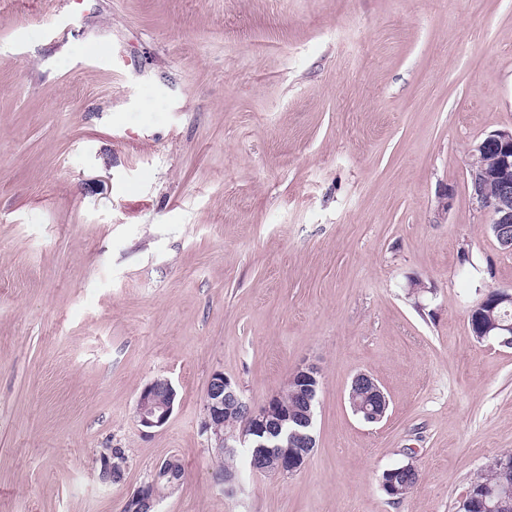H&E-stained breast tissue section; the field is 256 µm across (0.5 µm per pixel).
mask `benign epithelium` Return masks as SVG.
I'll use <instances>...</instances> for the list:
<instances>
[{
    "instance_id": "1",
    "label": "benign epithelium",
    "mask_w": 512,
    "mask_h": 512,
    "mask_svg": "<svg viewBox=\"0 0 512 512\" xmlns=\"http://www.w3.org/2000/svg\"><path fill=\"white\" fill-rule=\"evenodd\" d=\"M477 154L493 153V167L471 169L472 200L490 216L493 235L501 247L512 252V128L498 130L474 148ZM493 182L497 192L489 196L486 184ZM512 304V292L498 290L486 293L471 309V315L481 314L489 306ZM481 341L493 340L501 347H512V323L494 321L477 333ZM321 370L314 363H303L293 372L288 384L294 402L284 403L281 392L271 395L258 407L250 405L236 384L221 371L212 373L204 400V417L200 433L206 435L208 451L215 454L222 448L233 452L246 445L256 448L259 473L290 477L300 471L315 448L314 410L321 386ZM356 392L350 400L355 415L366 423L381 421L389 400L378 382L366 373L356 375L352 381ZM363 395L367 402L359 403L356 396ZM177 393L167 379H155L140 392L136 404V418L145 431L163 427L172 415ZM241 415L240 423L228 428L227 416ZM166 459L156 466L128 497L134 505L130 512H159L163 498L174 492L182 482L183 473L170 466ZM98 479L110 484L117 475H125L128 467L125 455L109 451L100 456ZM499 474L496 487L483 483L478 473L469 488L471 495L460 505L461 512H470L474 502L481 503L484 512H512V457H496L488 462Z\"/></svg>"
}]
</instances>
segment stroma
<instances>
[{
    "mask_svg": "<svg viewBox=\"0 0 512 512\" xmlns=\"http://www.w3.org/2000/svg\"><path fill=\"white\" fill-rule=\"evenodd\" d=\"M505 128L512 0H0V512H122L172 456L160 512H459L512 451V348L469 325L512 290L469 188ZM306 361V464L225 496L210 375L259 406ZM159 377L177 401L147 435ZM352 384L356 388L353 399L349 400L353 413L365 423L381 421L389 408V400L378 382L366 373H359ZM359 394L368 400L365 404H360L357 400ZM358 399L361 397L358 396ZM177 393L168 379H155L140 392L136 418L146 432L163 427L172 415ZM127 458V461H126ZM121 452H112V448L107 453L100 456L98 463V479L103 484H110L118 474L124 477L128 467V457ZM411 471H416V467L411 464V463H408V464H405V465H401V466H397V467H393V468H390V469H386V471L384 472V474H387V475H396L398 474L399 475V480L401 481L402 485H403V488H404V491L402 493L401 492V489H399L395 483H390L391 485L389 486V491L388 494L394 496V495H398L400 493V495H398V499H402L404 496H406L408 493H410L415 487L416 485L418 484L419 482V474L418 472L417 473H414L413 475H406V477H401L400 475H403L405 473H409Z\"/></svg>",
    "mask_w": 512,
    "mask_h": 512,
    "instance_id": "1",
    "label": "stroma"
}]
</instances>
